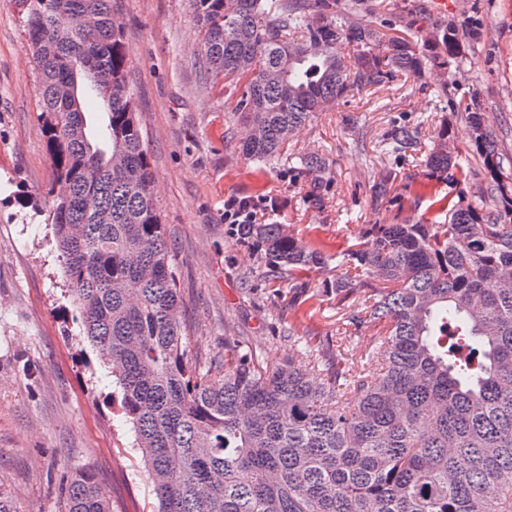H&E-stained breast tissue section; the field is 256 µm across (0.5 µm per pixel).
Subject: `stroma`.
Listing matches in <instances>:
<instances>
[{"instance_id":"stroma-1","label":"stroma","mask_w":512,"mask_h":512,"mask_svg":"<svg viewBox=\"0 0 512 512\" xmlns=\"http://www.w3.org/2000/svg\"><path fill=\"white\" fill-rule=\"evenodd\" d=\"M395 14L424 7L423 37L442 20L477 24L463 42L462 61L446 81L420 89L402 76L351 92L285 145L286 153L325 160L311 173L285 162L268 166L239 152L241 131L229 130L233 102L205 77L201 35L191 0H114L128 53V80L154 179V194L200 365L223 359L242 341L269 362L294 355L289 332L320 339L327 357L347 327L323 293L342 270L328 264L310 278L319 310L303 316L294 289L261 287L263 252L224 222L228 196H277L282 207L264 222L289 225L298 237L342 245L361 224L399 222L409 206L425 209L418 160L380 152L393 123L429 138L442 119L454 141L470 146V127L455 105L478 96L500 148L512 157V0H388ZM447 95H436L440 84ZM35 62L18 0H0V486L23 512H60L58 482L90 468L112 512H156L157 502L121 411L112 367L87 341L67 292L51 225L41 216L53 164L38 121ZM397 172L398 198L375 204L370 187Z\"/></svg>"}]
</instances>
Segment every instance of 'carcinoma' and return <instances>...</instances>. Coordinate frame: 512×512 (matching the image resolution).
I'll use <instances>...</instances> for the list:
<instances>
[{
    "mask_svg": "<svg viewBox=\"0 0 512 512\" xmlns=\"http://www.w3.org/2000/svg\"><path fill=\"white\" fill-rule=\"evenodd\" d=\"M22 23L38 75L53 161L48 220L83 332L112 364L121 410L157 512H512V174L479 103L463 107L475 155H448L452 127L429 141L392 126L382 153L417 157L428 179L469 184L400 224L356 227L330 293L344 320L373 331L336 357L299 338L268 363L237 341L196 368L152 192L113 0H29ZM205 73L235 100L230 122L260 132L241 154L275 165L313 116L403 74L427 84L459 62L458 26L420 46L417 20L346 0H192ZM349 52H342V48ZM98 100L105 140L82 106ZM386 170L372 185L393 200ZM264 250L268 286L288 280L316 311L311 273L327 250L285 224H238ZM61 512H111L90 470L60 484Z\"/></svg>",
    "mask_w": 512,
    "mask_h": 512,
    "instance_id": "1",
    "label": "carcinoma"
}]
</instances>
